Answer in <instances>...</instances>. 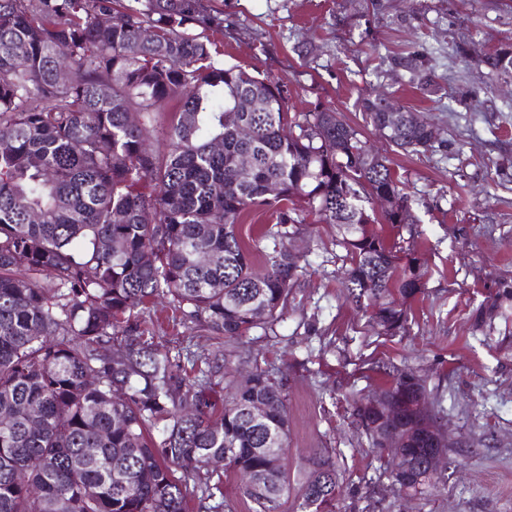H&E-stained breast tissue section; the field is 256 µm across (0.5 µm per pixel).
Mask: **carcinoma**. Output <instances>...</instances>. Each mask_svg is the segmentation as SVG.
<instances>
[{
    "instance_id": "cac0c4a2",
    "label": "carcinoma",
    "mask_w": 512,
    "mask_h": 512,
    "mask_svg": "<svg viewBox=\"0 0 512 512\" xmlns=\"http://www.w3.org/2000/svg\"><path fill=\"white\" fill-rule=\"evenodd\" d=\"M193 25L220 22L197 0H0V512H189L190 479L198 509L221 512L224 478L239 471L253 476L239 492L255 512H282V379L256 363L238 382L216 357L173 356L140 312L166 297L226 344L276 333L302 269L288 244L308 213L338 227L342 285L367 326L409 330L417 258L401 263L374 225L418 219L386 157L334 111L289 112L280 79L224 65L222 44L188 34ZM484 64L511 79L512 43ZM392 67L412 79L433 71L415 51ZM241 98L257 107L238 111ZM172 102L153 140L128 122ZM360 110L387 144L433 147V123L390 95L370 93ZM373 197L392 209L374 210ZM255 207L271 223L247 243L238 226ZM509 297L488 299L477 324L493 328ZM404 373L386 372L356 404L375 403L376 420L379 407L393 411L392 426L361 428L379 456L395 441L400 470L387 478L420 494L438 475L413 423L426 386ZM221 384L231 396L218 409L209 394ZM214 457L224 469L208 467ZM299 492L300 512H336L332 449L310 459Z\"/></svg>"
}]
</instances>
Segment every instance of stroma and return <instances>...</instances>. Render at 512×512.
<instances>
[{
  "label": "stroma",
  "mask_w": 512,
  "mask_h": 512,
  "mask_svg": "<svg viewBox=\"0 0 512 512\" xmlns=\"http://www.w3.org/2000/svg\"><path fill=\"white\" fill-rule=\"evenodd\" d=\"M224 64L282 81L288 109H335L361 126L417 200L416 225H383L385 243L414 250L423 292L408 300L399 336L361 331L365 319L342 286L336 227L312 224L291 243L303 255L275 333L255 331L224 362L255 358L282 377L290 432L285 463L300 479L310 458L336 451L340 512H512V301L493 333L474 324L489 297L512 287V87L478 57L512 42V0H202ZM412 47L431 59V89L385 59ZM380 90L437 130L422 155L388 146L364 124L359 99ZM156 342L209 352L214 344L162 300L142 315ZM426 381L453 438L449 464L424 494L389 489V459L371 453L352 404L381 383L380 365Z\"/></svg>",
  "instance_id": "stroma-1"
}]
</instances>
